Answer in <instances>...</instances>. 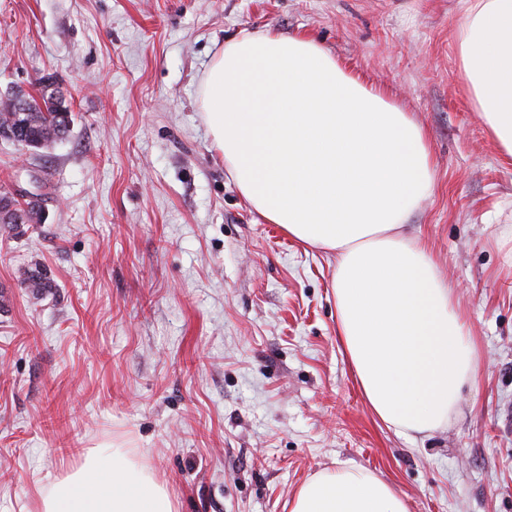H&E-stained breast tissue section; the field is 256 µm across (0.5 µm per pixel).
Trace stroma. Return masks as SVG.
I'll use <instances>...</instances> for the list:
<instances>
[{
	"instance_id": "1",
	"label": "stroma",
	"mask_w": 512,
	"mask_h": 512,
	"mask_svg": "<svg viewBox=\"0 0 512 512\" xmlns=\"http://www.w3.org/2000/svg\"><path fill=\"white\" fill-rule=\"evenodd\" d=\"M466 0H0V94L55 77L68 136L0 139V512H31L87 448L124 443L178 512H290L309 477L373 471L410 512H512V163L456 56ZM307 34L423 126L432 194L406 228L480 344L446 431L406 437L367 405L336 335L335 264L266 223L211 145L198 86L241 34ZM51 281L41 299L30 266Z\"/></svg>"
}]
</instances>
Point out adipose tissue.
Masks as SVG:
<instances>
[{
  "label": "adipose tissue",
  "instance_id": "1",
  "mask_svg": "<svg viewBox=\"0 0 512 512\" xmlns=\"http://www.w3.org/2000/svg\"><path fill=\"white\" fill-rule=\"evenodd\" d=\"M468 98L512 159V0H468L456 37ZM198 99L244 200L289 238L332 255L336 333L362 395L405 435L447 428L480 352L454 289L409 215L434 185L422 125L306 34L246 33L213 56ZM34 512H177L152 470L100 443L40 489ZM290 512H410L369 470L343 465Z\"/></svg>",
  "mask_w": 512,
  "mask_h": 512
}]
</instances>
